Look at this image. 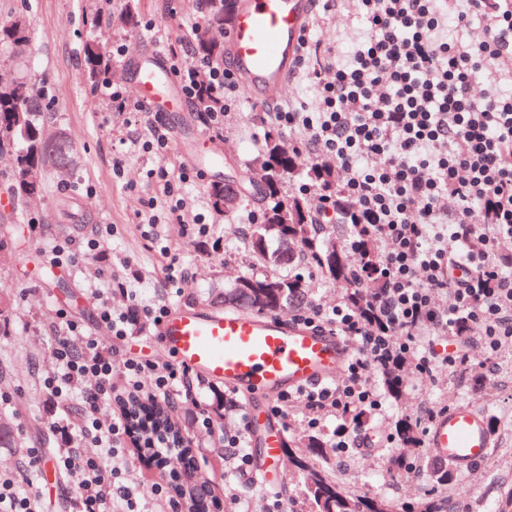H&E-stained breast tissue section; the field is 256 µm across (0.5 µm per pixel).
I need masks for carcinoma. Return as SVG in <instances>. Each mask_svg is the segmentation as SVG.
<instances>
[{
  "mask_svg": "<svg viewBox=\"0 0 512 512\" xmlns=\"http://www.w3.org/2000/svg\"><path fill=\"white\" fill-rule=\"evenodd\" d=\"M233 7L234 0H209L206 26L216 30L230 27L226 15ZM193 37L195 58L215 66L224 65V41L200 33ZM28 41L25 18L17 16L0 23L1 46H18ZM83 67L93 81L110 76L112 54L108 44L101 40L87 43ZM44 109L43 98L26 82H0V153L12 155L10 189L19 199L36 196L44 188L47 166L41 131L50 124ZM53 151V169H71L74 157L70 140H60ZM296 160L297 154L271 133L258 144L254 161L264 178L257 197L259 219L243 227L239 251L245 271L232 287L224 290V301L247 309V302L239 300L246 293L244 285L270 281L276 287L268 289L266 307L256 312L274 314L281 310L282 303L293 308L308 302L305 272L312 268L341 290L342 301L365 313L370 309L372 290L358 285L354 266L335 262L333 257H347L349 248L344 235L353 234L358 240L355 253L359 267L370 269L377 260L375 241L366 228L351 224L350 206L332 168L315 162L300 172ZM295 177L329 199L336 212L320 217L310 206L307 195L284 194V183ZM381 379L391 397H402V371L389 370L381 374ZM131 428L144 456L160 466L168 465V460L153 446L154 439L166 436L177 445L183 434L179 421L153 402H136L131 410ZM395 429L400 447L390 450L391 461L402 468L406 466L407 453L417 446L419 427L417 422L404 417L397 421ZM0 447H18L11 422L1 416ZM284 450L292 474L301 484L302 508L298 512H395L393 505L383 498L353 496L344 489L336 479V456L324 438L307 432L292 433L287 435ZM421 461L434 468L437 484L445 486L453 480L450 468L438 467L425 456ZM193 464L192 450L181 449L176 473L182 478L193 477ZM404 512H448V499L431 491Z\"/></svg>",
  "mask_w": 512,
  "mask_h": 512,
  "instance_id": "obj_1",
  "label": "carcinoma"
}]
</instances>
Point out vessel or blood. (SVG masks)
<instances>
[{"mask_svg": "<svg viewBox=\"0 0 512 512\" xmlns=\"http://www.w3.org/2000/svg\"><path fill=\"white\" fill-rule=\"evenodd\" d=\"M312 12L313 0H238L225 49L238 79L253 85L263 102L278 101L292 77ZM125 69L150 111L182 108L156 50ZM160 333L179 365L246 396L247 434L261 438L251 478L263 493L277 490L283 435L270 406L283 393L336 380L352 356L350 342L275 315L182 305L170 308ZM425 442L433 457L467 474L488 455L492 436L481 412L455 405L433 421Z\"/></svg>", "mask_w": 512, "mask_h": 512, "instance_id": "1", "label": "vessel or blood"}]
</instances>
